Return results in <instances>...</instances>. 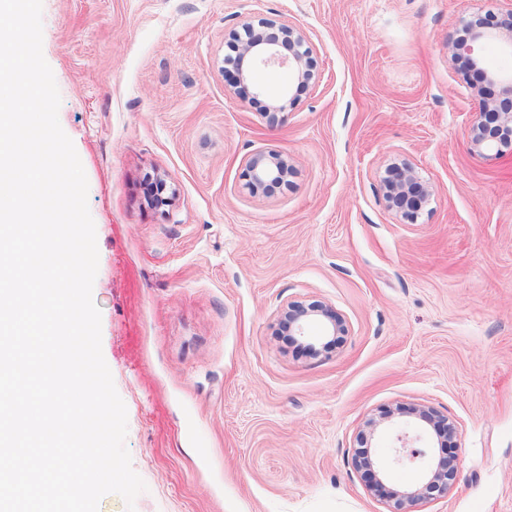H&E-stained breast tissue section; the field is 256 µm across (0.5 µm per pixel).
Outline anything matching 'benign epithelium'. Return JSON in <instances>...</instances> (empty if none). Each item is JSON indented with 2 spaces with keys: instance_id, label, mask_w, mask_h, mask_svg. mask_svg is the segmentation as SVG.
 Listing matches in <instances>:
<instances>
[{
  "instance_id": "benign-epithelium-1",
  "label": "benign epithelium",
  "mask_w": 512,
  "mask_h": 512,
  "mask_svg": "<svg viewBox=\"0 0 512 512\" xmlns=\"http://www.w3.org/2000/svg\"><path fill=\"white\" fill-rule=\"evenodd\" d=\"M266 28L263 36L248 39L241 44L236 69L243 71L244 63L257 62L261 65L287 66L296 72L297 78L306 82L312 79V49L304 33L286 20L268 19L262 22ZM501 22L498 17L487 12L467 25L465 37L454 44L453 63L464 61L468 70L474 72L481 82L478 92L484 98L483 109L477 113L469 129V138L474 149L481 151L493 146L512 149V76L504 78L496 72L480 67L479 49L482 44L499 36ZM291 165L288 159L277 152L255 153L244 160L243 177L247 186L261 188L268 193L288 185ZM384 198L388 209L402 218L414 222L419 211L431 196L429 187L423 183L408 165L393 164L386 170L383 179ZM166 183L162 179L146 182V194L156 206L165 205L169 198L163 196ZM321 316L328 321L332 331L344 329L342 319L331 308L317 305L306 308L291 304L284 311L283 327L305 335L306 319ZM412 414L431 425L439 437L438 444L448 449L445 456L430 457L426 450L417 446L422 440L419 430L409 432L403 427L396 435L398 446L392 448L391 460L374 459L370 454L356 455L355 467L363 472L368 486L390 502L389 512H404V502L433 499L448 494L454 478L456 459L453 455L452 438L455 428L448 418L432 408H414ZM392 465H410L418 468L422 475V485L406 492L386 488L381 474Z\"/></svg>"
}]
</instances>
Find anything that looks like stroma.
<instances>
[{
  "instance_id": "35a3bbf8",
  "label": "stroma",
  "mask_w": 512,
  "mask_h": 512,
  "mask_svg": "<svg viewBox=\"0 0 512 512\" xmlns=\"http://www.w3.org/2000/svg\"><path fill=\"white\" fill-rule=\"evenodd\" d=\"M489 10L512 0H43L147 486L97 512H388L353 460L385 456L420 406L454 425L457 471L408 512H512V150L473 153L482 101L448 60ZM277 18L309 40L308 86L285 67L225 80L243 24ZM267 151L293 168L271 194L242 176ZM394 162L433 191L416 221L383 198ZM156 175L169 205L145 200ZM290 303L343 331L311 323L305 350ZM311 315L326 319L332 327L333 335L336 334V331H343L344 329L342 319L333 309L323 305L311 306L309 309L298 304L287 306L284 311L283 327L298 333L299 336H305L306 319Z\"/></svg>"
}]
</instances>
